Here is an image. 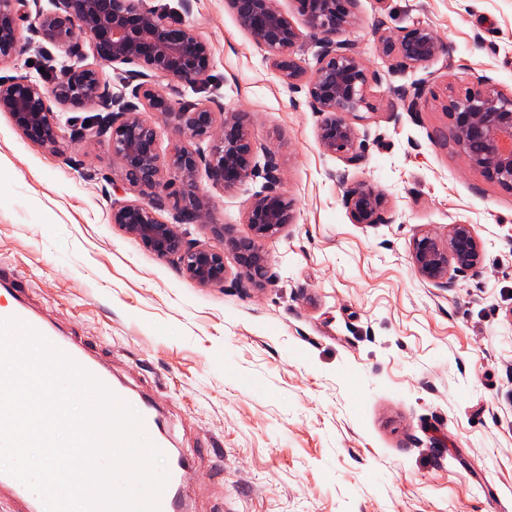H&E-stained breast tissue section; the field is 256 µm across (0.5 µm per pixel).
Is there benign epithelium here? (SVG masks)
Instances as JSON below:
<instances>
[{"label":"benign epithelium","mask_w":512,"mask_h":512,"mask_svg":"<svg viewBox=\"0 0 512 512\" xmlns=\"http://www.w3.org/2000/svg\"><path fill=\"white\" fill-rule=\"evenodd\" d=\"M53 9L38 13L34 33L43 40L84 55L83 35L95 59L130 65L127 74L141 80L132 89V103L115 95L93 66L67 67L45 89L25 76L0 79V112L30 142L54 147L61 124L51 102L74 109L99 106L106 115L88 125L73 127L77 141L107 144L120 163L117 188L128 186L140 198L112 206L111 223L138 240L158 257L173 263L202 287L224 284L228 270L224 255L234 254L246 282L263 286L272 280L265 241L292 223L294 207L281 190L277 152L257 145L247 117L226 112L219 104H183L176 99L182 86L196 87L209 78L211 51L194 28L179 23L168 10L148 7L145 0H51ZM239 25L266 51L278 76L290 85L303 81L312 111L320 117L318 143L351 166L362 162L359 133L350 118L373 109L367 97L376 78L354 45L335 40L353 19L356 0H293L305 17L309 35L321 47L311 73L292 58L299 31L277 0H226ZM29 14V0H0V60L22 49L20 22ZM379 52L402 70L417 68L448 53L430 27L416 21L394 33L377 36ZM142 66L150 71L136 70ZM407 108L418 109L424 86L402 88ZM446 111L456 144L471 167L493 182L512 188V93L506 94L488 79L465 85L448 97ZM178 137L168 157L158 150V123ZM214 141L210 155L192 144ZM263 154L264 163L257 162ZM231 189L252 176L263 179L246 212L250 235L237 237L228 226L209 224L213 245L188 238L176 225L160 218L173 205L182 224H199L210 213V199L200 192L199 180ZM344 202L355 224H386V200L364 182L344 191ZM483 245L472 225H448L446 235L424 233L413 242L411 260L424 282L447 287L456 276L478 270Z\"/></svg>","instance_id":"benign-epithelium-1"}]
</instances>
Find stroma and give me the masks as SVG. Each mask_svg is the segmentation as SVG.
Returning <instances> with one entry per match:
<instances>
[{"mask_svg":"<svg viewBox=\"0 0 512 512\" xmlns=\"http://www.w3.org/2000/svg\"><path fill=\"white\" fill-rule=\"evenodd\" d=\"M209 42L211 69L180 102L247 113L274 147L295 219L266 242L275 278L242 283L233 254L223 286L204 288L109 221L119 164L75 142L60 106L56 147L31 144L0 112V263L48 323L89 346L101 367L152 397L175 447L193 512H512V189L469 167L448 96L487 78L512 91V0H357L337 33L378 73L373 112L356 120L360 166L323 151L304 82L288 85L225 0H147ZM421 20L448 53L394 67L376 31ZM0 79L51 87L74 57L31 34ZM422 80L409 111L397 96ZM386 197L388 223H353L344 181ZM262 178L225 190L201 180L210 221L249 233ZM472 224L477 274L448 287L411 266L420 233Z\"/></svg>","mask_w":512,"mask_h":512,"instance_id":"stroma-1","label":"stroma"}]
</instances>
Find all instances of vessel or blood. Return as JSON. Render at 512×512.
<instances>
[{"label":"vessel or blood","mask_w":512,"mask_h":512,"mask_svg":"<svg viewBox=\"0 0 512 512\" xmlns=\"http://www.w3.org/2000/svg\"><path fill=\"white\" fill-rule=\"evenodd\" d=\"M19 294L20 291L16 288H8L0 292V319L16 317L26 322L102 384L108 386L115 395L127 402L135 400L129 389L113 383L111 376L103 370L94 354L86 346L57 336L51 327L20 299ZM138 403L147 434L153 435L155 444L169 462L170 491L162 495L159 512H191L189 501L182 490L181 474L192 465L193 458L172 447L168 436L160 428V418L154 406L145 400ZM0 492L6 493L14 501L17 512H37L38 502L35 495L13 476L0 474Z\"/></svg>","instance_id":"obj_1"}]
</instances>
